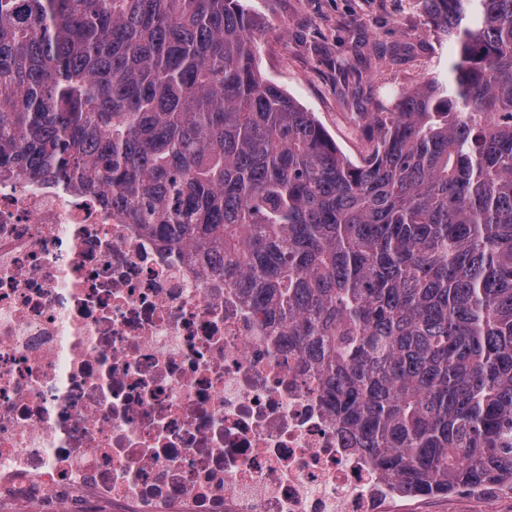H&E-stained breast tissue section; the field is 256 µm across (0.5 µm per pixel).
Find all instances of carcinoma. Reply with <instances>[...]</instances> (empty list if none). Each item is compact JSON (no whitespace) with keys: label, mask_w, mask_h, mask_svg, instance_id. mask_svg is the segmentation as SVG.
I'll return each mask as SVG.
<instances>
[{"label":"carcinoma","mask_w":512,"mask_h":512,"mask_svg":"<svg viewBox=\"0 0 512 512\" xmlns=\"http://www.w3.org/2000/svg\"><path fill=\"white\" fill-rule=\"evenodd\" d=\"M459 59L353 163L241 0H0V164L224 260L410 496L512 483V0H418Z\"/></svg>","instance_id":"1"}]
</instances>
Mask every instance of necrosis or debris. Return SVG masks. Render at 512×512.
<instances>
[{
  "label": "necrosis or debris",
  "instance_id": "4bbe7bcc",
  "mask_svg": "<svg viewBox=\"0 0 512 512\" xmlns=\"http://www.w3.org/2000/svg\"><path fill=\"white\" fill-rule=\"evenodd\" d=\"M216 266L96 186L0 167V504L422 512Z\"/></svg>",
  "mask_w": 512,
  "mask_h": 512
}]
</instances>
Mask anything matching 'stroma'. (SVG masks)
Instances as JSON below:
<instances>
[{"label":"stroma","mask_w":512,"mask_h":512,"mask_svg":"<svg viewBox=\"0 0 512 512\" xmlns=\"http://www.w3.org/2000/svg\"><path fill=\"white\" fill-rule=\"evenodd\" d=\"M257 28L264 78L315 113L341 151L360 162L361 115L391 107L399 91L447 76L455 56L417 0H244ZM426 512H512V490L432 495Z\"/></svg>","instance_id":"stroma-1"}]
</instances>
